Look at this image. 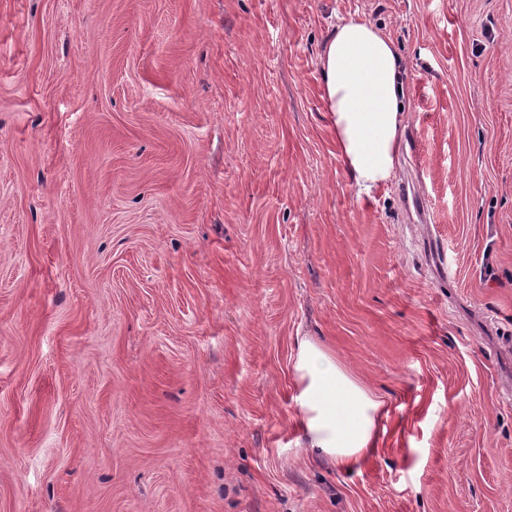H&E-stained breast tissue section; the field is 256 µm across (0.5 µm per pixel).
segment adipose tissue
<instances>
[{
	"instance_id": "ef3b65f1",
	"label": "adipose tissue",
	"mask_w": 512,
	"mask_h": 512,
	"mask_svg": "<svg viewBox=\"0 0 512 512\" xmlns=\"http://www.w3.org/2000/svg\"><path fill=\"white\" fill-rule=\"evenodd\" d=\"M317 68L338 155L358 193L372 194L394 178L407 127L402 57L390 35L366 17L351 16L332 24ZM294 375L305 448L344 467L376 448L382 399L311 337L297 340Z\"/></svg>"
}]
</instances>
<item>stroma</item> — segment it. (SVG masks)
<instances>
[{
    "instance_id": "1",
    "label": "stroma",
    "mask_w": 512,
    "mask_h": 512,
    "mask_svg": "<svg viewBox=\"0 0 512 512\" xmlns=\"http://www.w3.org/2000/svg\"><path fill=\"white\" fill-rule=\"evenodd\" d=\"M353 15L404 67L369 198ZM301 336L388 405L352 468ZM0 512H512V0H0ZM317 68L338 155L358 194L370 197L395 177L407 127L402 57L375 23L350 16L332 24Z\"/></svg>"
}]
</instances>
